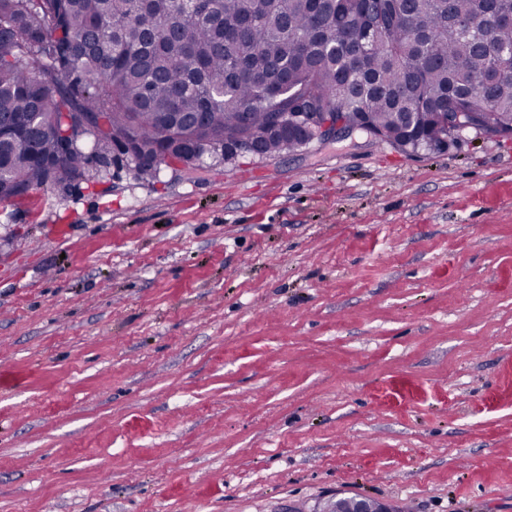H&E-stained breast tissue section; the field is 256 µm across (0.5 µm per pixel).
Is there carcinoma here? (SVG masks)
<instances>
[{"instance_id": "cac0c4a2", "label": "carcinoma", "mask_w": 512, "mask_h": 512, "mask_svg": "<svg viewBox=\"0 0 512 512\" xmlns=\"http://www.w3.org/2000/svg\"><path fill=\"white\" fill-rule=\"evenodd\" d=\"M512 0H0V202L138 179L180 143L196 162L242 134L272 154L308 97L380 130L440 141L481 100L512 129Z\"/></svg>"}]
</instances>
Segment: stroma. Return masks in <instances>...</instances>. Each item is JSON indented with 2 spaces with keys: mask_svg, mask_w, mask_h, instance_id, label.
<instances>
[{
  "mask_svg": "<svg viewBox=\"0 0 512 512\" xmlns=\"http://www.w3.org/2000/svg\"><path fill=\"white\" fill-rule=\"evenodd\" d=\"M512 512V139L356 136L0 202V512ZM338 504V512H395L393 508L383 502L363 496H343L336 493L334 498Z\"/></svg>",
  "mask_w": 512,
  "mask_h": 512,
  "instance_id": "35a3bbf8",
  "label": "stroma"
}]
</instances>
